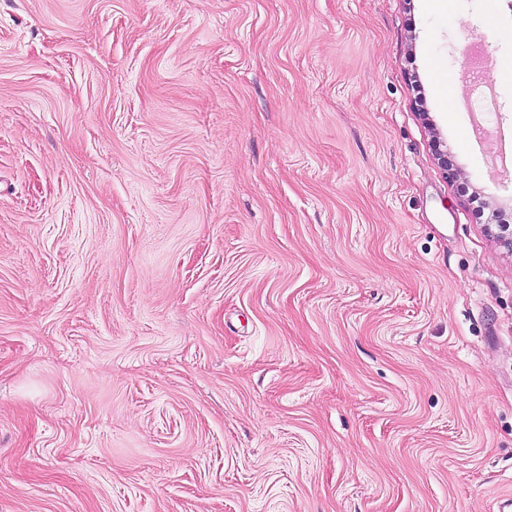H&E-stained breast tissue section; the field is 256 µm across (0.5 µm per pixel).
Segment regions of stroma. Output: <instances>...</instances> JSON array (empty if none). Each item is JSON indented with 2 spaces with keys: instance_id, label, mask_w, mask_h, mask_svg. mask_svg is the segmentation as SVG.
Returning a JSON list of instances; mask_svg holds the SVG:
<instances>
[{
  "instance_id": "1",
  "label": "stroma",
  "mask_w": 512,
  "mask_h": 512,
  "mask_svg": "<svg viewBox=\"0 0 512 512\" xmlns=\"http://www.w3.org/2000/svg\"><path fill=\"white\" fill-rule=\"evenodd\" d=\"M512 0H0V512H497ZM485 39L499 103L465 93Z\"/></svg>"
}]
</instances>
